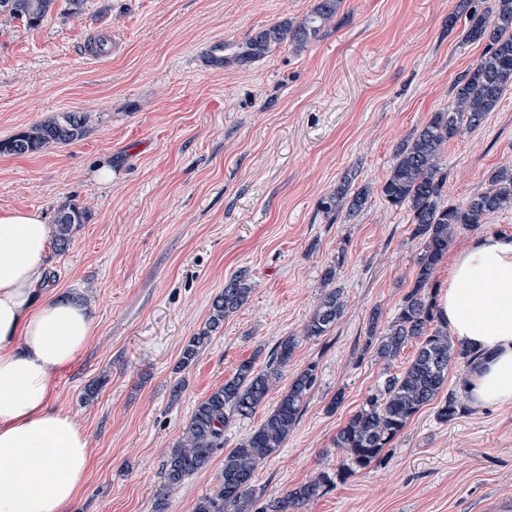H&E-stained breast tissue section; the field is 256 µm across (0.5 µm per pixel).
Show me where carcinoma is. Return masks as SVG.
<instances>
[{
  "instance_id": "carcinoma-1",
  "label": "carcinoma",
  "mask_w": 512,
  "mask_h": 512,
  "mask_svg": "<svg viewBox=\"0 0 512 512\" xmlns=\"http://www.w3.org/2000/svg\"><path fill=\"white\" fill-rule=\"evenodd\" d=\"M55 2L0 0V15L6 13L36 26L51 14ZM475 2L459 0L455 11L448 15V30L464 19V40L485 42L486 51L453 84L448 108L433 113L413 136L397 146L396 163L380 187V194L389 206L409 213L414 224L413 237L418 239L420 247L413 286L383 331H378L381 311H371L366 348L373 349L376 358L389 365L400 357L409 342L418 339L420 343L403 371L388 375L382 387L367 396L336 433L333 446L358 467L377 460L411 418L439 396L452 364L460 360L473 362L474 356L463 343L434 326L435 272L459 231L478 229L490 223L495 214L512 209V165L492 172L487 186L466 202L448 205L442 202L448 181L442 159L448 143L465 130L481 127L488 114L496 110L505 91L512 87V0H491L481 10ZM343 3L344 0H316L313 9L297 21L261 27L242 44L213 45L209 60L217 64L246 65L284 43L301 49L320 36ZM87 122V116L81 112H63L51 121L0 141V153L22 156L36 153L49 144H70L85 135ZM370 194L371 187L367 185L352 190V178L347 177L324 202V209L344 210L346 218L352 220L365 207ZM88 219V211L82 207L75 204L61 207L55 216L56 249L66 251L77 226ZM336 275L337 268L333 265L322 275L321 302L304 326V336L309 339L327 335L345 311L342 289L332 287ZM253 289L245 270L224 282V289L211 303L204 326L184 346L181 366L195 361L212 334L224 326V320L248 302ZM296 345L293 336L281 339L259 371L252 360L243 361L231 379L198 402L181 438L163 462L154 512H166L172 492L209 466L215 452L224 447V429L233 420L248 419L264 405L271 385L291 363ZM316 379L314 364L293 376L261 424L224 456L216 490L197 499L193 512H252L256 471L284 447L300 421ZM460 408L459 400L450 393L437 407L436 418L446 423L460 413ZM324 482V477L317 476L301 483L271 500L265 512H299L303 505L320 495Z\"/></svg>"
}]
</instances>
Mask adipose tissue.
I'll return each instance as SVG.
<instances>
[{
  "label": "adipose tissue",
  "mask_w": 512,
  "mask_h": 512,
  "mask_svg": "<svg viewBox=\"0 0 512 512\" xmlns=\"http://www.w3.org/2000/svg\"><path fill=\"white\" fill-rule=\"evenodd\" d=\"M54 225L0 212V512H68L91 455L83 429L53 402V382L88 344L89 309L38 301ZM449 333L478 359L474 407L512 403V236L488 234L455 255L437 300Z\"/></svg>",
  "instance_id": "ef3b65f1"
}]
</instances>
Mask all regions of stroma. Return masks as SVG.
Returning <instances> with one entry per match:
<instances>
[{
  "mask_svg": "<svg viewBox=\"0 0 512 512\" xmlns=\"http://www.w3.org/2000/svg\"><path fill=\"white\" fill-rule=\"evenodd\" d=\"M314 4L84 0L74 14L57 0L35 27L0 16V141L62 112L88 116L81 140L0 154V211H33L48 224L69 203L89 213L66 252L48 249L39 286L41 299H74L94 314L93 341L54 382L56 407L92 448L69 512H154L162 462L196 404L242 361L264 368L286 336L297 347L267 407L308 365L317 380L284 448L256 475L255 508L321 474V495L301 512H512V404L469 407L445 423L427 405L364 468L332 445L417 349L387 367L365 347L370 311L385 324L395 316L418 252L408 213L379 189L397 145L447 108L485 46L449 28L457 0H345L302 49L285 44L245 66L207 63L214 43L245 42ZM102 36L108 49L87 59L85 45ZM443 164L455 204L512 164V88L480 129L449 143ZM102 167L109 180L98 178ZM349 174L373 189L352 220L322 207ZM332 264L345 313L309 339L303 327ZM242 270L255 284L248 303L181 366L213 299ZM264 416L229 424L223 450L167 512H192L214 491L225 451Z\"/></svg>",
  "mask_w": 512,
  "mask_h": 512,
  "instance_id": "stroma-1",
  "label": "stroma"
}]
</instances>
